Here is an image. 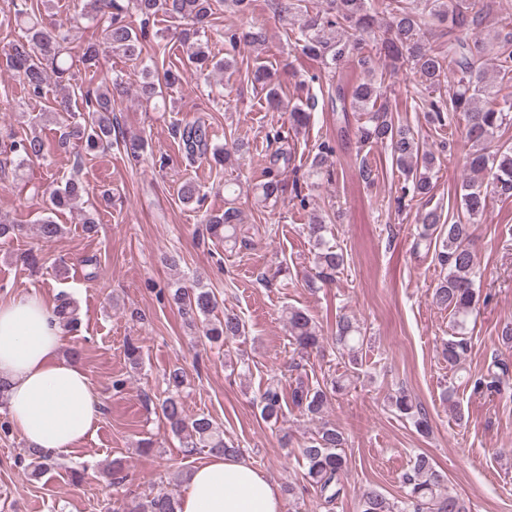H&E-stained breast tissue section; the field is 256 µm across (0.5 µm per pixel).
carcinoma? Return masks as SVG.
Instances as JSON below:
<instances>
[{
    "mask_svg": "<svg viewBox=\"0 0 512 512\" xmlns=\"http://www.w3.org/2000/svg\"><path fill=\"white\" fill-rule=\"evenodd\" d=\"M326 8L314 14L302 10L301 0H271L273 12L291 21L295 44L300 54L332 71L350 58L367 73L374 74L380 61L394 72L405 71L414 76V84L405 87L406 97L427 112L430 124L442 129H462L463 146H448L449 155L462 162L468 172L461 186L456 218L438 229L442 213L430 206L434 188L433 176L437 157L425 149L412 128L394 120L386 102L382 81L371 78L344 90L336 85V101L342 112H363L356 137L360 145L384 143L393 160L411 183L412 197L424 202L426 208L418 215L423 225L420 238L425 247H434V260L447 271L431 294V303L449 311L452 336L442 342V355L448 366L462 363L470 348L469 319L479 297L474 288L477 257L472 249L475 223L486 212L491 196L503 200L512 198V145L494 143L497 133L512 125V93L502 94V86L512 83V17L500 20L493 36L481 35L485 15L482 0H325ZM216 0H88L86 14L101 28V40L74 43L70 29L62 24L47 25L43 13L49 12L50 0H11L15 22L24 25L25 36L8 49L9 67L23 84L30 99L46 94L49 83L66 90L53 98L49 111L62 116L75 113L77 101L84 104L82 123L76 133L85 153L120 147L133 158L144 150V140L121 134L116 129V105L127 89L114 79L93 90L73 85L76 74L97 69L101 60L113 53L130 61L142 59L146 51L150 20L162 13L186 28L179 37L187 48V61L195 70L210 67L221 70L233 66L235 59L214 61V56L195 40L209 25L215 14ZM134 9L141 17V27L134 30L125 22V12ZM232 46L257 50L265 45L263 28L253 26L247 31L228 36ZM143 94L146 99L162 97L164 91L181 83L178 69L160 72L144 67ZM247 79L265 93L269 110L282 109L280 85L274 83L264 65L247 72ZM314 99L308 98L289 106L288 123L294 131L305 128L311 117ZM186 159L195 162L212 154L215 163L227 161L240 151L242 144L231 147H210L205 122L197 120L176 129ZM9 152L19 163L43 156L45 144L36 135L16 137L9 134ZM333 151L329 142L319 145L309 176L320 177L325 154ZM290 158L282 152L270 157L262 179L251 187L254 203L260 207L278 202L286 184L281 168L288 167ZM86 188L77 178L50 191L52 210L62 211L77 205ZM224 212L207 216L209 233L226 242L246 243L239 239V210L235 207L239 193L235 184L224 183ZM326 226L313 221L307 225L313 242L314 274L307 278L308 288L316 290L335 283L345 264L343 251L325 238ZM173 300L185 322L204 323L207 340L229 346L247 339L242 318L232 310L220 318H211L218 307L216 295L205 286H179ZM288 334L294 351L305 355L320 348L321 337L310 315L299 308L285 311ZM367 341L366 329L356 319L342 315L336 319L334 345L339 356L348 364H358L359 354ZM185 375L176 368L167 377V396L158 404L162 418L171 432L185 440L186 446L206 448L212 454H234L239 449L224 440V433L206 415L189 418L183 414L180 393ZM476 393L495 389L500 394L512 388V368L496 357L487 367V375L471 382ZM346 389L341 378L316 385L299 380L292 389V404L304 413L317 417L323 413L332 397ZM389 407L412 420L416 429L427 434L429 417L412 396L399 389L388 396ZM257 406L266 422L276 423L283 415V393L279 383L269 384L260 393ZM347 438L333 424L325 423L310 438L299 455L308 484L315 489L323 504L330 506L343 496L347 457L342 452ZM31 475L39 476L59 462L41 451L28 449ZM406 488L403 499L392 502L382 492L368 487L361 492V512H470L465 500L446 491L447 475L424 453L413 457L402 476ZM124 512H176L175 500L169 495L147 497L134 501Z\"/></svg>",
    "mask_w": 512,
    "mask_h": 512,
    "instance_id": "cac0c4a2",
    "label": "carcinoma"
}]
</instances>
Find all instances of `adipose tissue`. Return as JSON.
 <instances>
[{
  "mask_svg": "<svg viewBox=\"0 0 512 512\" xmlns=\"http://www.w3.org/2000/svg\"><path fill=\"white\" fill-rule=\"evenodd\" d=\"M63 336L53 306L39 295L0 301V381L11 427L56 458L90 435L101 416L85 373L60 355ZM176 512H282V501L264 472L214 454L192 469Z\"/></svg>",
  "mask_w": 512,
  "mask_h": 512,
  "instance_id": "1",
  "label": "adipose tissue"
}]
</instances>
